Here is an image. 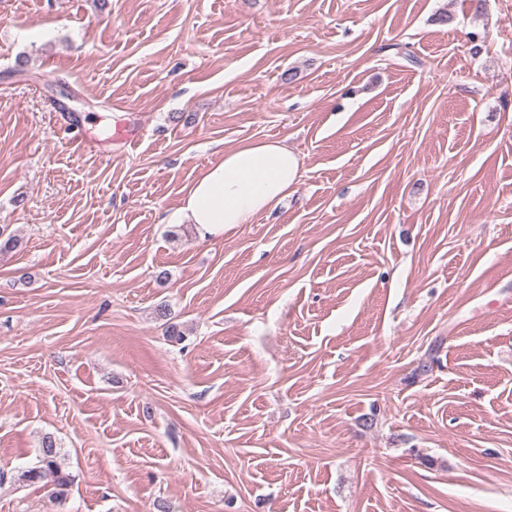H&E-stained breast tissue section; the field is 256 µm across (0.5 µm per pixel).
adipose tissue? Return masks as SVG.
Segmentation results:
<instances>
[{
	"label": "adipose tissue",
	"instance_id": "obj_1",
	"mask_svg": "<svg viewBox=\"0 0 512 512\" xmlns=\"http://www.w3.org/2000/svg\"><path fill=\"white\" fill-rule=\"evenodd\" d=\"M298 158L280 141H246L210 164L188 189L173 218L201 237L218 236L273 210L293 191Z\"/></svg>",
	"mask_w": 512,
	"mask_h": 512
}]
</instances>
